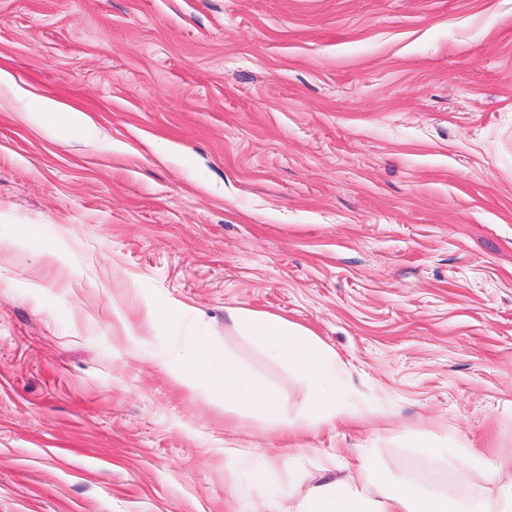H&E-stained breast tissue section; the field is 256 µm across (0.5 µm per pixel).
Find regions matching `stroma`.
Listing matches in <instances>:
<instances>
[{
  "mask_svg": "<svg viewBox=\"0 0 512 512\" xmlns=\"http://www.w3.org/2000/svg\"><path fill=\"white\" fill-rule=\"evenodd\" d=\"M0 68V512H298L363 455L422 496L512 480V0H0ZM151 304L292 417L229 312L309 329L362 421L287 450L143 358L183 332ZM37 112H29L32 121L54 127L60 137L65 138L77 127H88L86 116L83 112L71 110L70 112H58L57 103L53 100L40 98L35 102Z\"/></svg>",
  "mask_w": 512,
  "mask_h": 512,
  "instance_id": "stroma-1",
  "label": "stroma"
}]
</instances>
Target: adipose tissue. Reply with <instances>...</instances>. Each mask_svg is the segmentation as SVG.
Masks as SVG:
<instances>
[{"instance_id":"ef3b65f1","label":"adipose tissue","mask_w":512,"mask_h":512,"mask_svg":"<svg viewBox=\"0 0 512 512\" xmlns=\"http://www.w3.org/2000/svg\"><path fill=\"white\" fill-rule=\"evenodd\" d=\"M230 317L242 336L258 345L270 358L302 376L310 402L299 420L289 419L277 398L259 379L215 344L200 323L186 327L184 336L156 359L176 380L190 379L221 397L225 404L256 411L293 434L297 427L311 431L334 429L337 422L355 420L359 406L340 376L335 353L302 326L267 312L246 308ZM305 512H454L446 499L414 496L402 486L389 483L368 458H361L349 480L316 487Z\"/></svg>"}]
</instances>
